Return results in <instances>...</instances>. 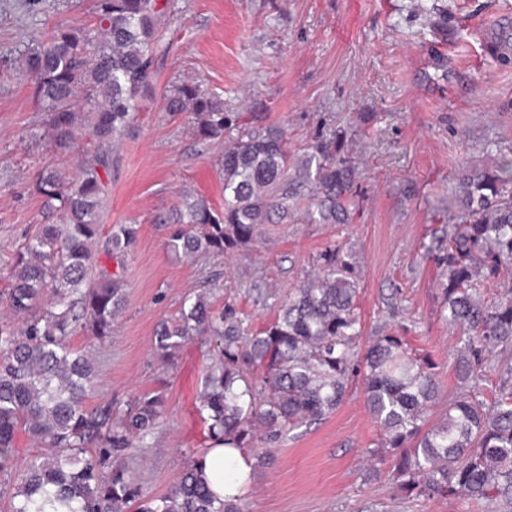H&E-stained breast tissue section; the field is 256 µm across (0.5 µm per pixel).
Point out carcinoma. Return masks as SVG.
<instances>
[{"mask_svg":"<svg viewBox=\"0 0 512 512\" xmlns=\"http://www.w3.org/2000/svg\"><path fill=\"white\" fill-rule=\"evenodd\" d=\"M158 0H95L90 25H60L22 54V68L47 113L50 146L59 154L88 142L74 177L41 168L34 184L46 213L16 250L0 299L13 314L0 317V486L12 485L8 512H245L241 500L219 498L204 477L208 449L164 494L144 496L121 463L153 434L165 405L164 388L130 401L86 404L94 388L92 359L74 350L79 332L103 342L125 303L122 276L93 260L99 209L120 140L137 98L153 75ZM168 112H191L203 139L237 131L224 151V210L182 200L177 229L166 242L174 256L193 259L249 242L259 224L284 223L302 202L315 224H347L355 168L336 157L328 140L304 158L288 153L282 129L255 130L196 84L166 97ZM460 220L448 225L436 259L444 318L458 334L455 374L461 385L439 419L434 364L412 353L404 337L375 336L362 347L357 313L358 274L351 254L328 249L319 271L289 293L274 319L255 331L235 308L219 310L201 295L161 322L152 346L173 365L193 336L217 343L199 396L206 439L233 448L273 443L283 433L332 414L359 378L365 404L379 424L380 448L391 454L387 481L410 497L502 501L512 504V364L493 357L512 349V289L494 304L482 280L512 266V156L493 167L470 166L456 185ZM138 238L118 224L105 256L123 264ZM498 371L491 399L478 395ZM25 435L37 453L17 463Z\"/></svg>","mask_w":512,"mask_h":512,"instance_id":"cac0c4a2","label":"carcinoma"}]
</instances>
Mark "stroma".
<instances>
[{
    "label": "stroma",
    "mask_w": 512,
    "mask_h": 512,
    "mask_svg": "<svg viewBox=\"0 0 512 512\" xmlns=\"http://www.w3.org/2000/svg\"><path fill=\"white\" fill-rule=\"evenodd\" d=\"M95 0H0V278L14 250L42 224L32 182L38 168L71 172L74 155L52 152L44 114L23 75L30 39L58 25L92 21ZM154 78L112 149L101 233L134 224L138 238L122 273L125 305L108 341L84 334L72 346L98 368L95 405L127 401L166 381L163 419L126 458L146 496L165 493L191 460L203 425L197 406L214 354L200 336L163 369L152 351L157 323L188 297L207 294L260 328L291 289L312 277L326 249L357 262L365 336L396 331L435 363L444 397L457 391V335L443 318L440 279L428 253L458 214L452 187L463 167L512 153V0H160ZM190 82L225 111L257 113L255 128L285 132L290 154L336 139L356 167L353 219L311 224L296 213L263 224L242 246L194 261L167 253L169 218L182 198L224 208V151L235 133L201 139L191 113L164 107ZM97 241L96 252L105 243ZM381 432L359 383L321 421L287 432L252 456L249 512H512V505L407 497L369 475L366 449Z\"/></svg>",
    "instance_id": "stroma-1"
}]
</instances>
